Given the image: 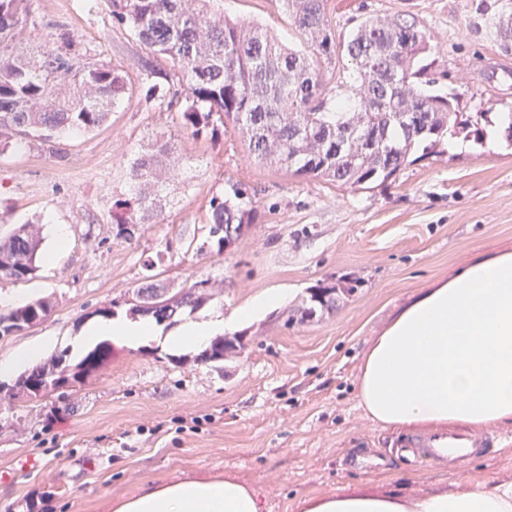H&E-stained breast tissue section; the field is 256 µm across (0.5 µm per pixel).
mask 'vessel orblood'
Returning <instances> with one entry per match:
<instances>
[{
    "mask_svg": "<svg viewBox=\"0 0 512 512\" xmlns=\"http://www.w3.org/2000/svg\"><path fill=\"white\" fill-rule=\"evenodd\" d=\"M494 445L489 434L460 430L414 437L407 441L401 454L406 462L420 468L438 466L457 471L472 456L491 452Z\"/></svg>",
    "mask_w": 512,
    "mask_h": 512,
    "instance_id": "1",
    "label": "vessel or blood"
}]
</instances>
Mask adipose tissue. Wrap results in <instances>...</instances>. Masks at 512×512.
<instances>
[{
  "label": "adipose tissue",
  "mask_w": 512,
  "mask_h": 512,
  "mask_svg": "<svg viewBox=\"0 0 512 512\" xmlns=\"http://www.w3.org/2000/svg\"><path fill=\"white\" fill-rule=\"evenodd\" d=\"M260 296L232 320H186L161 335L148 318L99 319L75 336L74 354L103 341L160 344L169 350L207 347L281 304ZM358 404L375 423L402 432L451 428L512 429V251L474 256L411 298L374 337L360 368ZM297 512H512V482L488 480L406 497L365 489L303 497ZM256 488L227 475L163 482L113 501L112 512H263Z\"/></svg>",
  "instance_id": "adipose-tissue-1"
}]
</instances>
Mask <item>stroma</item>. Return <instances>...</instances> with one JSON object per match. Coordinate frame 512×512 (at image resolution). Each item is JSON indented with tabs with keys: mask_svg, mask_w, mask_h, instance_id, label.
<instances>
[{
	"mask_svg": "<svg viewBox=\"0 0 512 512\" xmlns=\"http://www.w3.org/2000/svg\"><path fill=\"white\" fill-rule=\"evenodd\" d=\"M336 38L370 16L406 14L431 32L435 90L455 89L467 112H512V49L488 26L512 0H331ZM229 18L256 21L302 48L280 0H221ZM23 37L74 42L123 70L133 87L149 50L112 16L73 0H31ZM172 143L178 176L132 241L112 233V201L131 197L130 165L157 139ZM248 191L254 221L224 254L190 249L226 180ZM42 226L40 268L0 297L53 299L44 322L0 336V358L51 339L69 347L87 313L131 297L143 262L164 253L171 291L210 279L217 294L197 319L229 315L272 290L287 302L239 326L245 348L221 363L172 361L159 345H113L111 362L63 395L0 400V512H111L148 484L234 475L258 488L265 512H294L304 495L364 485L415 496L487 479L512 482V430L499 451L465 468L417 470L395 450L403 434L372 422L357 400L359 369L409 299L476 252L512 250V143L471 144L402 170L390 186L337 187L250 160L238 135L193 137L178 110L135 102L92 132L0 155V236ZM68 246L57 250L58 231ZM352 281L332 312L290 322L308 288ZM202 417L198 430L181 420ZM163 423L162 432L151 427Z\"/></svg>",
	"mask_w": 512,
	"mask_h": 512,
	"instance_id": "stroma-1",
	"label": "stroma"
}]
</instances>
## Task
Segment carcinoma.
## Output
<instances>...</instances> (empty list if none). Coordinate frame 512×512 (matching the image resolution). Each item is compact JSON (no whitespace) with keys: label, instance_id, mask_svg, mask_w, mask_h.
<instances>
[{"label":"carcinoma","instance_id":"cac0c4a2","mask_svg":"<svg viewBox=\"0 0 512 512\" xmlns=\"http://www.w3.org/2000/svg\"><path fill=\"white\" fill-rule=\"evenodd\" d=\"M31 0H0V154L34 141L77 135L105 125L111 112L128 103L132 88L125 73L96 55L47 44L30 48L18 36L31 20ZM219 0H112V16L128 26L134 39L156 60L177 67L183 89H172L170 74L145 65L144 100L160 110L178 108L182 125L196 137L212 139L228 129L248 142L249 157L294 176L338 187L360 189L387 186L415 161L445 153L443 145L462 131L474 140L486 128L461 111V95H441L428 89L422 60L434 50L428 29L410 15L374 16L363 20L342 44L330 16L329 0H282L291 26L304 38L306 50L287 47L256 22L224 18ZM496 34L512 39V14L500 12L488 20ZM347 61L353 79L330 86L336 65ZM172 150L158 142L133 163L138 184L135 200L112 204L114 238L130 241L135 212L152 208V182L165 169ZM253 223L247 192L227 181L224 194L210 201L202 227L205 240L197 247L224 252V228ZM41 228L22 224L0 237V281L25 282L38 271ZM144 262L150 274L125 300L129 312L161 323L206 305L214 285L201 279L143 307L140 298L165 287L152 274L162 262ZM356 288L317 285L295 310L297 322L330 312ZM53 312V302L40 298L0 312V336L14 331L10 321L39 324ZM240 340L228 345L212 340L196 361L218 363L238 353ZM112 361V345L97 344L70 363L65 386L83 383ZM55 357L22 375L34 382L53 372Z\"/></svg>","mask_w":512,"mask_h":512}]
</instances>
